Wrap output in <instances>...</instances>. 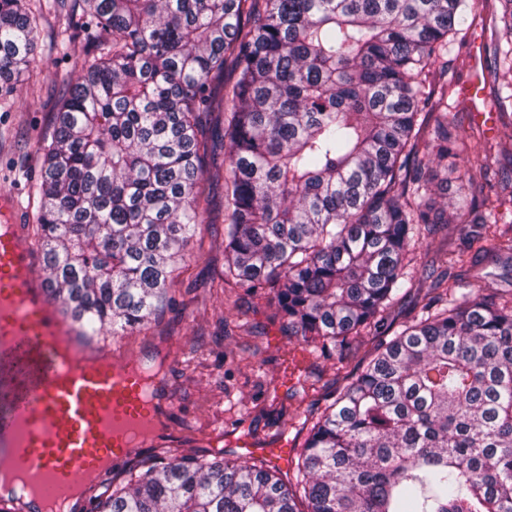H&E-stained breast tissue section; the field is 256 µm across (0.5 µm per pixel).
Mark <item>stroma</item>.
<instances>
[{
	"instance_id": "obj_1",
	"label": "stroma",
	"mask_w": 512,
	"mask_h": 512,
	"mask_svg": "<svg viewBox=\"0 0 512 512\" xmlns=\"http://www.w3.org/2000/svg\"><path fill=\"white\" fill-rule=\"evenodd\" d=\"M42 9L31 62L37 84L18 85L12 108H0V196H17L21 218L28 224L36 221L32 195L40 180L37 148L49 137L61 91L79 75L83 57L82 41L62 50L50 0H44ZM468 37L453 48L467 60L452 73L460 85L486 77L494 66L487 51L491 30L476 24ZM474 39L482 50L472 61L468 43ZM203 168L211 188V221L197 233L202 246L195 258L176 266L172 308L123 341L105 335L94 337L92 344L121 360L152 363L164 354L170 400L163 430L167 454L208 458L221 453L239 459L244 454L240 438L258 448L274 447L281 429L295 424L315 399L351 381L356 369L339 356L292 358L297 339L290 336L286 321L274 317L266 300L224 285L223 140H216ZM479 247L472 232L452 224L437 227L417 251L414 274L422 286H429L430 273L440 269L439 254L461 253L476 260L462 268L465 279H479L488 293L512 295V256L483 253Z\"/></svg>"
}]
</instances>
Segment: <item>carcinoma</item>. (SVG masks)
<instances>
[{
	"instance_id": "cac0c4a2",
	"label": "carcinoma",
	"mask_w": 512,
	"mask_h": 512,
	"mask_svg": "<svg viewBox=\"0 0 512 512\" xmlns=\"http://www.w3.org/2000/svg\"><path fill=\"white\" fill-rule=\"evenodd\" d=\"M62 42L90 43L39 147L34 243L83 336H129L171 306L210 199L204 117L223 114L224 281L267 297L300 350L359 361L305 415L292 477L270 461L156 457L106 480L93 512H512V296L454 269L396 330L421 230L512 224V192L471 184L512 148L456 131L448 47L465 0H52ZM494 81L512 106V0ZM41 12L0 0V105L33 77ZM485 252L512 254L492 234ZM378 336L370 350L362 337Z\"/></svg>"
}]
</instances>
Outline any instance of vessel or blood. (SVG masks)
I'll return each mask as SVG.
<instances>
[{"label":"vessel or blood","instance_id":"1","mask_svg":"<svg viewBox=\"0 0 512 512\" xmlns=\"http://www.w3.org/2000/svg\"><path fill=\"white\" fill-rule=\"evenodd\" d=\"M14 197L0 199V456L64 497L101 463L123 462L157 426L141 369L85 355L47 296Z\"/></svg>","mask_w":512,"mask_h":512}]
</instances>
